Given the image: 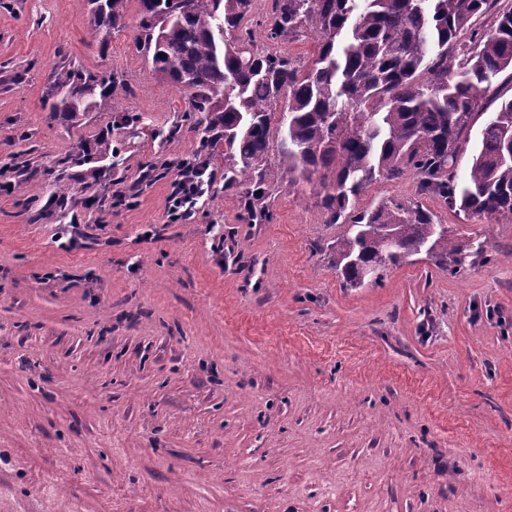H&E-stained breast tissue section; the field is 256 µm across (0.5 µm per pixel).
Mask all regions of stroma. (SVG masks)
<instances>
[{
    "label": "stroma",
    "instance_id": "obj_1",
    "mask_svg": "<svg viewBox=\"0 0 512 512\" xmlns=\"http://www.w3.org/2000/svg\"><path fill=\"white\" fill-rule=\"evenodd\" d=\"M126 7L94 38L88 0H0V183H26L0 192V512H512V224L375 182L359 208L417 202L483 254L349 288L319 177L280 173L249 224L219 156L171 218L199 136ZM244 25L258 52L315 50L270 37L268 0ZM69 66L112 75L121 111L53 117ZM103 138L116 159L62 170ZM178 180H175L172 192L169 198V212L171 215H177L180 209L182 212L188 211L189 207L200 197L209 187L210 178L205 181L204 174H195L194 171L182 169ZM206 186V188H205Z\"/></svg>",
    "mask_w": 512,
    "mask_h": 512
}]
</instances>
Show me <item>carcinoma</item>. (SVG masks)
<instances>
[{"label":"carcinoma","instance_id":"obj_1","mask_svg":"<svg viewBox=\"0 0 512 512\" xmlns=\"http://www.w3.org/2000/svg\"><path fill=\"white\" fill-rule=\"evenodd\" d=\"M126 0L95 4L90 34L122 29ZM135 44L152 70L188 100L201 129V151L224 145V186L240 189L249 224H264V186L272 135H281L280 169L320 174L327 223L348 230L332 250L347 287L425 251L451 275L481 248L457 244L417 203L357 201L377 180L413 171L420 191L467 218L512 224V98L484 123L472 160L459 161L474 119L487 113L493 80L512 71V8L498 0H272L271 37L317 35L299 65L255 50L242 23L253 0H139ZM493 15L489 30L476 27ZM241 30L233 41L227 31ZM49 112L74 121L87 111L118 109L116 81L74 68L56 72ZM286 122L272 125L276 105Z\"/></svg>","mask_w":512,"mask_h":512}]
</instances>
